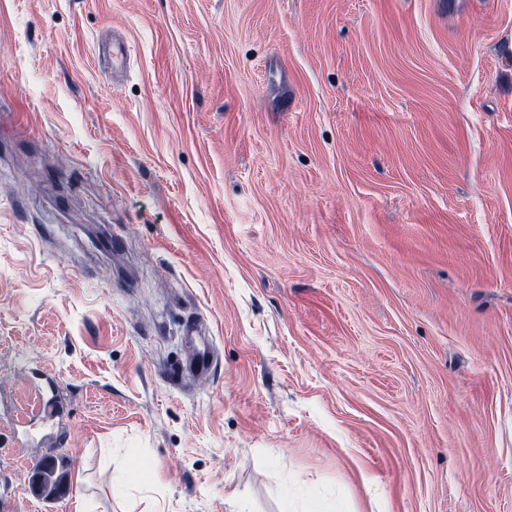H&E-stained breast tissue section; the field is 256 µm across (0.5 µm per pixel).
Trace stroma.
<instances>
[{"label": "stroma", "instance_id": "stroma-1", "mask_svg": "<svg viewBox=\"0 0 512 512\" xmlns=\"http://www.w3.org/2000/svg\"><path fill=\"white\" fill-rule=\"evenodd\" d=\"M6 437L8 512H512V0H0ZM52 459L54 462L47 466L41 473L43 479L40 488L43 492H48L49 494L58 491L63 486L67 475L65 468L54 458Z\"/></svg>", "mask_w": 512, "mask_h": 512}]
</instances>
